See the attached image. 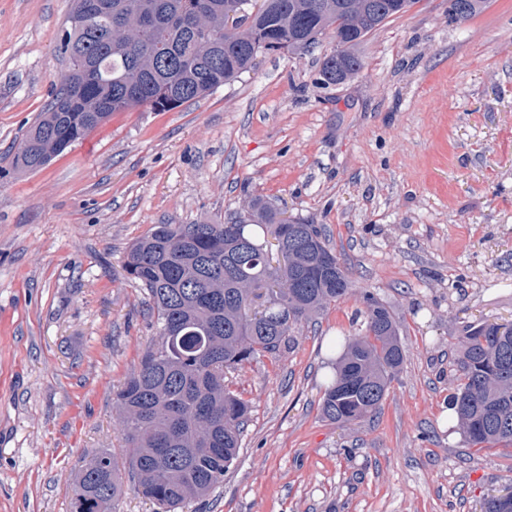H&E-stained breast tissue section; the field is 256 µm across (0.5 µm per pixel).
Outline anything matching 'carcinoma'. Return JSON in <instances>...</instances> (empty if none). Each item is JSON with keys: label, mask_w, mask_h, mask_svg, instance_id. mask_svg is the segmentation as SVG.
Wrapping results in <instances>:
<instances>
[{"label": "carcinoma", "mask_w": 512, "mask_h": 512, "mask_svg": "<svg viewBox=\"0 0 512 512\" xmlns=\"http://www.w3.org/2000/svg\"><path fill=\"white\" fill-rule=\"evenodd\" d=\"M234 0H73L60 41L69 66L12 158L35 171L114 112H166L196 102L255 67L271 37L307 49L333 30L346 48L324 53L320 73L356 77L364 38L417 0H261L252 22L227 28ZM448 11L469 20L485 0ZM98 32L86 30L87 6ZM284 260L272 265L266 236ZM124 269L146 291L157 329L139 368L115 396L126 465L92 456L74 481V512H118L123 476L158 512H176L224 482L250 405L226 372L286 347L292 329L345 299L348 269L315 224L287 222L261 197L218 224H156L127 250ZM366 334L346 344L322 396L336 423L377 413L405 353L390 311L364 294ZM463 383L448 406L473 446L512 447V330L491 324L459 337Z\"/></svg>", "instance_id": "1"}]
</instances>
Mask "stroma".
Wrapping results in <instances>:
<instances>
[{
  "mask_svg": "<svg viewBox=\"0 0 512 512\" xmlns=\"http://www.w3.org/2000/svg\"><path fill=\"white\" fill-rule=\"evenodd\" d=\"M72 0H0V512H71L90 456L124 461L113 398L155 336L128 246L157 224L225 219L252 196L319 225L354 290L227 381L250 405L223 483L183 512H482L512 447L477 448L448 407L466 326L512 323V0L462 23L418 0L320 82L321 50L168 112H116L46 166L13 154L67 70ZM404 364L380 412L325 419L363 293Z\"/></svg>",
  "mask_w": 512,
  "mask_h": 512,
  "instance_id": "stroma-1",
  "label": "stroma"
}]
</instances>
